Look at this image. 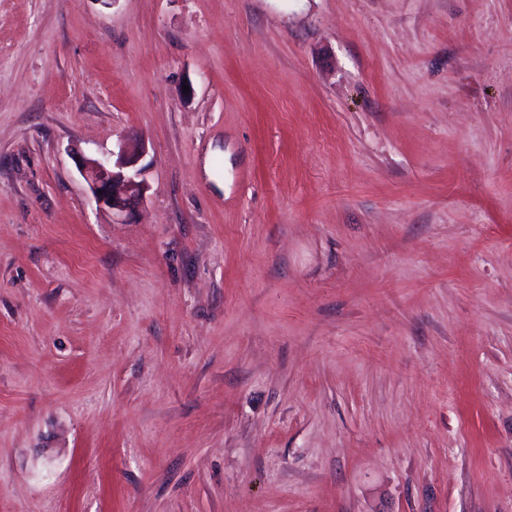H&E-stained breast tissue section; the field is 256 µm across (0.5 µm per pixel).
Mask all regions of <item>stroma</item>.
Segmentation results:
<instances>
[{
    "label": "stroma",
    "instance_id": "1",
    "mask_svg": "<svg viewBox=\"0 0 512 512\" xmlns=\"http://www.w3.org/2000/svg\"><path fill=\"white\" fill-rule=\"evenodd\" d=\"M0 512H512V0H0ZM137 158L120 149L115 162L104 158H85L79 171L88 182L94 200L99 207H105L119 214H132L143 199L144 182L137 180L141 169H134ZM113 199V203H110Z\"/></svg>",
    "mask_w": 512,
    "mask_h": 512
}]
</instances>
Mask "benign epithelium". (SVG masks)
<instances>
[{"label": "benign epithelium", "mask_w": 512, "mask_h": 512, "mask_svg": "<svg viewBox=\"0 0 512 512\" xmlns=\"http://www.w3.org/2000/svg\"><path fill=\"white\" fill-rule=\"evenodd\" d=\"M136 165L137 158L122 149L114 162L108 158L83 159L79 171L98 206L128 215L142 201L145 189L144 182L139 180L141 170Z\"/></svg>", "instance_id": "benign-epithelium-1"}]
</instances>
